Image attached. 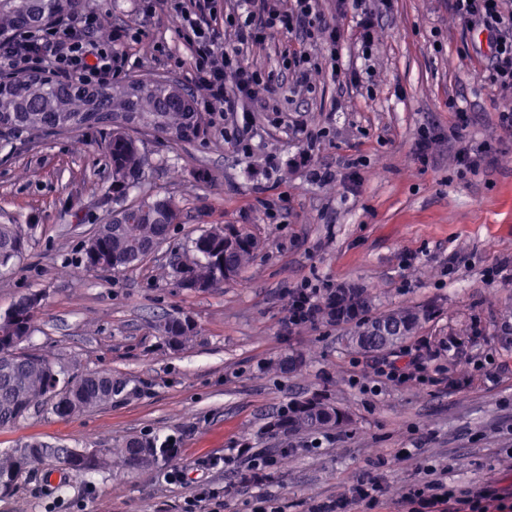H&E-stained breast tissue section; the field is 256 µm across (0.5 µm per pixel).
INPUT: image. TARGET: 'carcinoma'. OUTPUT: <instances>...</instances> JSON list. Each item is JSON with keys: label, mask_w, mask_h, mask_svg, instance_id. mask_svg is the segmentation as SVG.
Wrapping results in <instances>:
<instances>
[{"label": "carcinoma", "mask_w": 512, "mask_h": 512, "mask_svg": "<svg viewBox=\"0 0 512 512\" xmlns=\"http://www.w3.org/2000/svg\"><path fill=\"white\" fill-rule=\"evenodd\" d=\"M91 7L103 10L98 0H0V39ZM183 91L178 82L151 74L101 90L33 74H10L0 83V138L31 129L44 133L95 125L109 129L101 142L110 167V181L102 196L103 202L115 207L87 239L85 267L119 271L137 266L153 247L168 240L174 225L182 223V210L174 198L144 189L149 163L133 132L151 131L175 141H190L206 132V117L195 111L193 99L182 97ZM134 190L139 194L130 202ZM27 242L23 225L0 224V275L12 270ZM259 249V239L249 230L212 225L190 238L182 256L170 264V276L178 288L190 281L211 288L238 276ZM42 301V294L29 293L0 313V428L43 412L70 419L112 404L125 390V384L112 380L110 373L71 374L58 360L24 347ZM324 316L351 326L350 335L364 338L360 350L378 352L400 348L430 319L432 311L405 307L366 318L350 315L348 308L338 315L329 306ZM380 322L398 326V334L388 341L377 338L371 327ZM158 331L173 350L184 348L197 336L192 320L174 316L159 322ZM347 424L345 412L316 394L281 406L263 427V434L314 433ZM175 451L174 443L159 444L147 434L124 438L106 448H85L81 453L30 437L13 448L0 449V493L14 492L23 478L41 467L58 466L86 478L115 467L167 461Z\"/></svg>", "instance_id": "1"}]
</instances>
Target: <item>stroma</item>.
Returning <instances> with one entry per match:
<instances>
[{
	"label": "stroma",
	"instance_id": "stroma-1",
	"mask_svg": "<svg viewBox=\"0 0 512 512\" xmlns=\"http://www.w3.org/2000/svg\"><path fill=\"white\" fill-rule=\"evenodd\" d=\"M105 7L144 32L126 47L138 62L133 76L175 80L200 98L174 18L161 8L144 15L139 0ZM377 11L366 89L339 94L326 49L313 46L322 66L315 92L275 88L276 111L253 112L246 145L215 126L184 143L141 133L149 186L179 203L183 222L137 267L97 271L81 262L106 214L99 198L109 166L97 130L0 142V224L31 227L20 261L0 277V312L21 295L44 294L30 347L126 384L104 409L0 429V448L31 435L73 448L143 434L177 443L169 462L85 479L59 469L47 486L22 483L0 497V512H179L197 482L223 494L224 512H251L255 491L240 485L234 459L244 442L274 456L288 449L259 488L288 512L349 496L360 479L380 489L376 512H404L407 488L431 469L449 484L512 497V341L501 336L512 306V131L499 123L502 100L448 0H384ZM161 44L169 55H157ZM460 107L472 122L456 141L449 133ZM308 129L322 136L308 166H292L308 148ZM423 129L436 138L426 162ZM488 145L499 150L494 166L458 176L457 147ZM314 166L335 180L313 181ZM201 170L206 179H197ZM212 224L248 226L262 241L255 260L218 287H174L173 251ZM453 254L460 263L448 275ZM494 265L502 273L486 281ZM305 280L363 286L375 315L435 308L395 357L401 366L416 360L423 376L377 381L376 358L344 344L347 325L287 328L288 291ZM168 314L191 318L199 331L178 351L155 328ZM463 324L472 335H458ZM294 352L305 359L297 372L274 370ZM316 393L348 413L345 429L260 436L282 405ZM174 470L187 483L170 482Z\"/></svg>",
	"mask_w": 512,
	"mask_h": 512
}]
</instances>
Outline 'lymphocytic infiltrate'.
<instances>
[{
    "instance_id": "f902f5d3",
    "label": "lymphocytic infiltrate",
    "mask_w": 512,
    "mask_h": 512,
    "mask_svg": "<svg viewBox=\"0 0 512 512\" xmlns=\"http://www.w3.org/2000/svg\"><path fill=\"white\" fill-rule=\"evenodd\" d=\"M166 10L192 54L195 85L203 92V109L211 124L232 115L226 139L243 143L252 129L251 105L271 86V77L250 65V47L274 40L281 32L300 42L321 43L338 55L345 35L326 21L321 0H164ZM449 9L476 33L473 52L487 62V78L503 98H512V0H448ZM99 16L85 10L25 29L0 42V68L62 77L74 83L110 85L130 70L124 44L141 32L129 24H116L108 38L97 37ZM329 286L301 283L290 292L288 324L298 327L321 316V303L331 298ZM492 490L472 492L451 488L441 478L414 485L405 500L409 512H436L457 502L469 512H488Z\"/></svg>"
}]
</instances>
